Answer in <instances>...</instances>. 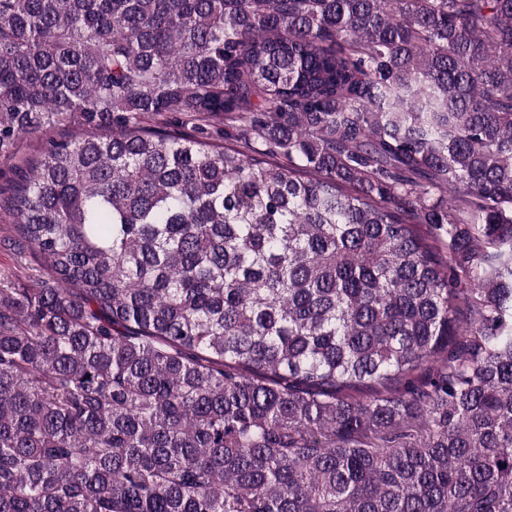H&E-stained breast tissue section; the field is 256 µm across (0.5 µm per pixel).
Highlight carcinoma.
Masks as SVG:
<instances>
[{
    "label": "carcinoma",
    "instance_id": "obj_1",
    "mask_svg": "<svg viewBox=\"0 0 512 512\" xmlns=\"http://www.w3.org/2000/svg\"><path fill=\"white\" fill-rule=\"evenodd\" d=\"M19 158L0 512H512V0H0ZM12 224L0 220V280L8 276L14 288H27L28 276L36 271L45 272L44 259L28 248L23 250L15 242Z\"/></svg>",
    "mask_w": 512,
    "mask_h": 512
}]
</instances>
